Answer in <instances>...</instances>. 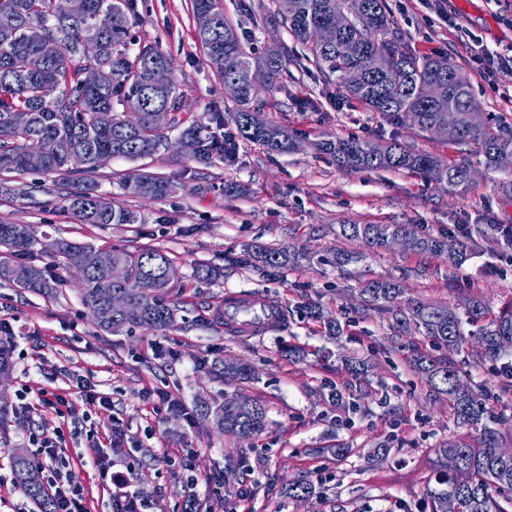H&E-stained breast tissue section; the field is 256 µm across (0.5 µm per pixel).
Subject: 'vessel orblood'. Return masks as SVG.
I'll list each match as a JSON object with an SVG mask.
<instances>
[{
    "label": "vessel or blood",
    "instance_id": "obj_1",
    "mask_svg": "<svg viewBox=\"0 0 512 512\" xmlns=\"http://www.w3.org/2000/svg\"><path fill=\"white\" fill-rule=\"evenodd\" d=\"M224 328L237 336H260L282 323L284 312L278 302L255 292H228L221 306Z\"/></svg>",
    "mask_w": 512,
    "mask_h": 512
}]
</instances>
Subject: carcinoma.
<instances>
[{"label":"carcinoma","mask_w":512,"mask_h":512,"mask_svg":"<svg viewBox=\"0 0 512 512\" xmlns=\"http://www.w3.org/2000/svg\"><path fill=\"white\" fill-rule=\"evenodd\" d=\"M66 2L0 0V32L11 33L8 40L0 38V170H30L28 156L33 148L44 154L41 173L69 178H86L113 158L134 161L150 157L161 147L200 158L224 155V138L209 134V123L224 124L222 112H212L208 120L189 125L178 112L181 95L171 55L153 44L129 54L132 0H85L81 17L72 16ZM239 7L265 24L284 17V29L302 47L299 52L280 43L258 52L241 39L219 0H192L194 16L207 13L213 17V27L207 32L197 29L195 35L210 68L224 83L225 95L235 104L230 118L241 139L259 144L271 154L287 153L295 147V132L260 118L249 74L254 68L268 70L267 90L272 91L289 66L303 68L308 63L373 112L395 119L410 117L421 131L450 143H474L491 169L505 170L512 165V131L481 120L470 81L453 63L418 55L403 42L394 31L386 0H288L286 5L282 0H239ZM103 8L112 10V27L107 31L93 24L94 15ZM338 13L349 16L348 29H336ZM229 52L239 61L234 72L224 70V54ZM34 54L42 57V68L35 72L26 68L27 59ZM89 69L99 73L98 83L91 86L84 82ZM166 106L174 110V118L163 129L152 122V112ZM445 108L455 112L449 129L438 125ZM102 110L112 112L108 128L99 127L94 120L95 113ZM176 129L180 136L172 142L168 133ZM313 147L350 169L430 176L450 194L469 182L472 169L467 155L444 162L398 141L382 144L325 136ZM121 190L131 197L162 198L175 193L177 186L168 179L135 172L123 179ZM66 200L81 224L144 223L140 213L112 204L87 183L68 193ZM340 233L373 249L387 248L396 238L406 240V249L413 252L441 254L448 247L443 238L415 236L406 224H343ZM35 244L29 225L0 220V279L22 290L48 294L54 287L43 271L18 259ZM107 251L126 266V278L118 284L96 264L102 248L93 243L59 239L52 252L64 269L82 271L83 300L96 326L108 334L145 324L159 330L175 326V308L164 293L168 287L164 271L171 266L168 256L156 248L130 251L109 247ZM303 258L309 260L311 255L254 245L236 263L259 262L275 275L299 265ZM360 259V255L336 251L319 256L317 262L342 267ZM147 276L158 280L157 291L150 295L138 288ZM113 292L128 299L125 310L112 311L108 297ZM362 293L375 309L392 314L397 336L414 329L434 344L456 351L463 349L467 337L478 338L480 348L460 362L439 363L426 355L414 359L415 369L428 387L448 395L457 424L477 433L474 444L450 439L438 449L437 487L429 490V498L432 512H448L451 496L460 501L462 512H512V498L499 500L490 493L493 487L512 490V455L501 453L506 435L484 423L480 394L461 381L472 359L496 362L512 356V300L489 319L485 304L476 298L461 314L438 304H404L400 286L384 278L368 281ZM213 420L218 429L249 438L263 430L266 412L256 402L226 397L213 410ZM12 468L16 484L36 512H54V501L34 460L16 453ZM288 494L312 497L318 491L311 481L298 479L289 484Z\"/></svg>","instance_id":"obj_1"}]
</instances>
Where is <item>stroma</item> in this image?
Wrapping results in <instances>:
<instances>
[{"instance_id": "1", "label": "stroma", "mask_w": 512, "mask_h": 512, "mask_svg": "<svg viewBox=\"0 0 512 512\" xmlns=\"http://www.w3.org/2000/svg\"><path fill=\"white\" fill-rule=\"evenodd\" d=\"M387 4L413 50L448 58L469 76L480 110L492 124L512 127V95L483 80L469 52L474 39L502 54L512 48V25L501 19L495 0H451L453 26L418 0ZM223 5L239 35L254 46L288 41L285 29L255 25L237 0ZM134 11L131 43L156 42L172 56L187 120L217 106L232 108L195 38L191 0H134ZM260 98L264 118L299 134L297 150L270 154L243 141L228 161L163 148L137 161L112 159L92 174L99 193L138 211L144 218L140 224L77 223L56 178L0 173V220L30 225L37 245L25 260L57 284L56 293L45 296L0 280V319L10 323L13 342V368L0 382L10 419L6 435H0V512H33L15 483L10 457L17 448L36 455L31 439L42 429L61 427L68 454L90 450L72 423L21 410L26 389L67 391L68 371L89 378L109 400V408L94 403L81 411L98 434L123 425L131 445L114 454L134 466V488L148 495L150 512H185L190 503L205 512L219 499L223 512H431L425 491L435 484L436 448L471 433L457 425L447 397L430 391L410 359L422 352L444 362L449 352L417 332L394 335L390 314L369 307L360 288L365 280L390 278L405 297L458 308L477 296L490 314H498L512 300V247L497 242L498 225H512V170L476 165L470 182L451 194L408 172L342 169L332 158L315 154L311 142L324 134L395 139L446 160L476 148L460 149L372 112L326 84L314 68H289L279 89L261 92ZM137 170L174 181L179 189L162 199L123 195L122 178ZM344 224H406L422 237H444L462 224L476 247L458 266L444 256L407 254L397 247L365 251L363 261L342 269L319 264L317 255L326 251L362 249L341 236ZM60 237L163 251L175 271L165 290L177 308L175 326L112 335L100 331L83 303L80 274L55 265L51 257L48 246ZM255 244L290 247L314 260L277 278L229 263V256ZM201 263L223 267V279L197 280L193 270ZM228 289L275 298L286 309L285 322L261 338L226 336L212 316ZM310 301L319 302L325 315L346 321L342 335H328L323 324L307 317L304 306ZM291 346L304 349V359H285L282 352ZM346 358L365 362L366 376H348L342 368ZM218 360L248 362L255 380L220 377L214 367ZM464 381L481 390L488 426L512 417V393H504L498 365L468 367ZM159 389L182 400L191 416L155 414L149 395ZM335 389L342 392L343 404L332 401ZM235 395L265 406L267 422L260 434L240 438L222 432L198 409ZM382 444L388 451L381 457ZM339 445L347 447L346 456L333 455ZM186 456L192 457L198 478L193 488L180 473ZM249 468L258 481L242 501L238 490ZM300 477L319 487L317 497L287 495L288 484Z\"/></svg>"}]
</instances>
